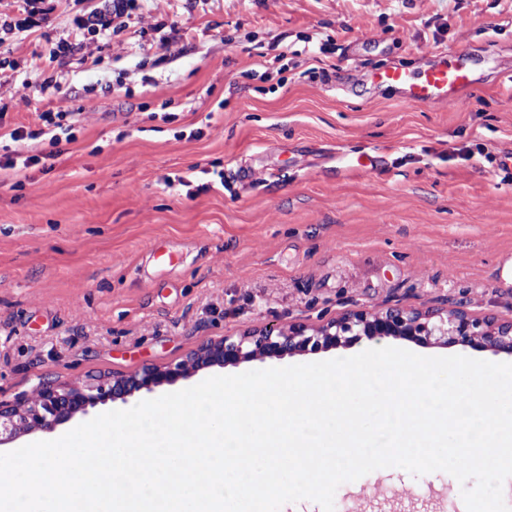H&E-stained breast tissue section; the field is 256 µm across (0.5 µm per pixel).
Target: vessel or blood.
<instances>
[{
	"label": "vessel or blood",
	"mask_w": 512,
	"mask_h": 512,
	"mask_svg": "<svg viewBox=\"0 0 512 512\" xmlns=\"http://www.w3.org/2000/svg\"><path fill=\"white\" fill-rule=\"evenodd\" d=\"M377 82L401 89L414 102H428L448 96L450 92L470 88L474 82L473 71L464 53H455L446 63L415 75L399 68L375 73Z\"/></svg>",
	"instance_id": "vessel-or-blood-1"
}]
</instances>
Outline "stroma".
<instances>
[{
	"instance_id": "obj_1",
	"label": "stroma",
	"mask_w": 512,
	"mask_h": 512,
	"mask_svg": "<svg viewBox=\"0 0 512 512\" xmlns=\"http://www.w3.org/2000/svg\"><path fill=\"white\" fill-rule=\"evenodd\" d=\"M111 5L0 0V143L17 160L0 173V399L349 310L512 319V0H126L117 32L80 29ZM63 40L75 51L53 57ZM459 50L476 83L443 100L374 80ZM36 109L80 112L72 141H11ZM451 501L450 474L390 467L334 504Z\"/></svg>"
}]
</instances>
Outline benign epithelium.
Segmentation results:
<instances>
[{
	"label": "benign epithelium",
	"mask_w": 512,
	"mask_h": 512,
	"mask_svg": "<svg viewBox=\"0 0 512 512\" xmlns=\"http://www.w3.org/2000/svg\"><path fill=\"white\" fill-rule=\"evenodd\" d=\"M395 339L429 347H461L512 356V321L478 317L464 309L388 307L343 313L319 325L266 324L240 336L210 340L174 368L146 366L128 375L82 385L44 384L32 395L0 401V446L37 431H52L100 404L151 399L165 385L203 369L326 352L362 339Z\"/></svg>",
	"instance_id": "7a95c632"
}]
</instances>
